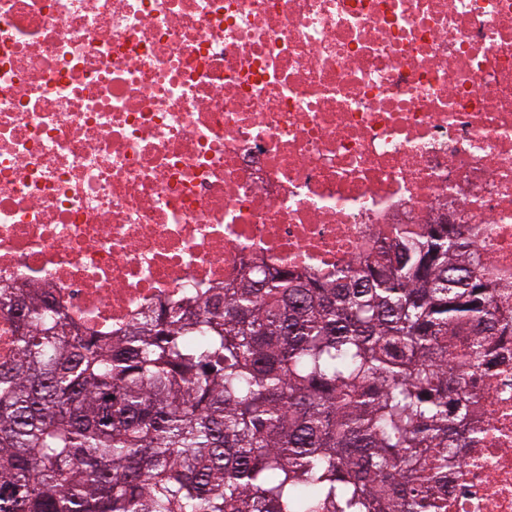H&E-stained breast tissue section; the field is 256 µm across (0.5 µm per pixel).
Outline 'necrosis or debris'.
<instances>
[{
    "mask_svg": "<svg viewBox=\"0 0 512 512\" xmlns=\"http://www.w3.org/2000/svg\"><path fill=\"white\" fill-rule=\"evenodd\" d=\"M451 224L512 314V0H0V291L122 336ZM448 512H512V332Z\"/></svg>",
    "mask_w": 512,
    "mask_h": 512,
    "instance_id": "obj_1",
    "label": "necrosis or debris"
}]
</instances>
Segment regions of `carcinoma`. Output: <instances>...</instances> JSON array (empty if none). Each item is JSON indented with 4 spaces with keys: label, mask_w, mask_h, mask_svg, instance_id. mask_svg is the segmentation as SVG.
<instances>
[{
    "label": "carcinoma",
    "mask_w": 512,
    "mask_h": 512,
    "mask_svg": "<svg viewBox=\"0 0 512 512\" xmlns=\"http://www.w3.org/2000/svg\"><path fill=\"white\" fill-rule=\"evenodd\" d=\"M0 307L20 330L0 512H448L466 372L512 331L446 224L327 278L251 274L115 342L45 297Z\"/></svg>",
    "instance_id": "cac0c4a2"
}]
</instances>
